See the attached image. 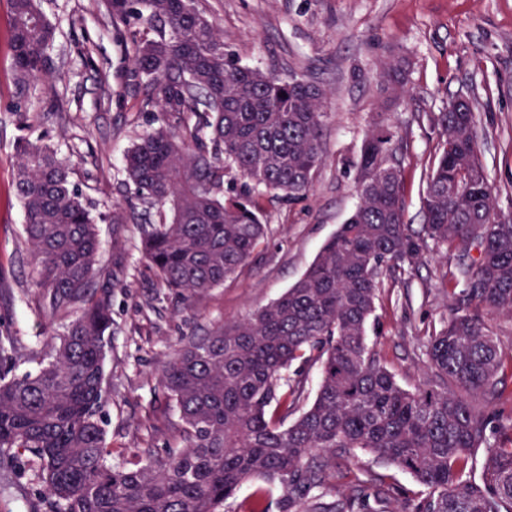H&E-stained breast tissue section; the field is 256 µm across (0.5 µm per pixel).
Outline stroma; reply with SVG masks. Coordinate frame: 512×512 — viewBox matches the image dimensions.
Listing matches in <instances>:
<instances>
[{"instance_id":"stroma-1","label":"stroma","mask_w":512,"mask_h":512,"mask_svg":"<svg viewBox=\"0 0 512 512\" xmlns=\"http://www.w3.org/2000/svg\"><path fill=\"white\" fill-rule=\"evenodd\" d=\"M57 31L49 55L54 93L41 81L19 85L10 49L11 17L0 0V333L41 349L73 318L46 314L24 245V210L11 157L18 137L44 136L70 159L72 182L96 204L104 270H119L112 292V340L103 407L115 462L163 455L182 440L158 384L166 355L187 336H206L280 297L309 269L357 204L356 175L366 133L382 126L397 147L406 221L423 222L421 199L440 138V116L470 97L481 160L500 209L512 211V0H196L216 21L240 64L329 91L323 163L311 191L291 202L260 196L268 237L236 276L186 301L165 286L142 255L143 225L115 224L123 203L124 156L152 117L130 81L134 28L113 22L104 0H42ZM410 63V91L386 101L378 65L389 54ZM26 120H19V113ZM462 252L428 245L413 268L385 271L368 343L405 388L432 376L427 342L447 321L468 282ZM386 476L389 503L418 500L422 488L388 462L340 454L323 489L349 494V471Z\"/></svg>"}]
</instances>
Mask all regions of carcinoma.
I'll use <instances>...</instances> for the list:
<instances>
[{
    "instance_id": "carcinoma-1",
    "label": "carcinoma",
    "mask_w": 512,
    "mask_h": 512,
    "mask_svg": "<svg viewBox=\"0 0 512 512\" xmlns=\"http://www.w3.org/2000/svg\"><path fill=\"white\" fill-rule=\"evenodd\" d=\"M18 82L53 91L48 52L55 27L40 0H8ZM114 19L138 27L130 71L141 110L156 125L126 156L127 193L150 225L146 260L185 300L224 284L264 242L257 189L305 196L322 162L325 91L243 66L195 0H109ZM409 63L390 56L385 89L408 92ZM441 145L422 198L424 224H406L401 170L391 137L370 132L357 169L359 202L307 272L279 298L207 336L183 340L159 374L184 446L147 455L135 467L112 462L102 416L104 363L112 336V288L101 275L91 202L72 168L40 139L15 144V189L25 210L24 243L37 268L43 309L81 312L41 350L0 336V364L38 365L12 375L0 367V491L31 463L51 512H222L242 485L258 480L244 512H376L390 489L384 477L349 472L351 494H314L336 452L372 454L424 488L413 512H512V434L477 402L500 398L512 370L472 303L512 316V219H502L478 148L472 102L456 99L440 117ZM244 180L242 189L224 179ZM473 247L462 264L469 288L431 337L432 378L402 387L369 346L380 277L412 267L428 242ZM301 364L292 377L283 372ZM319 365L313 402L303 367ZM299 413L292 422L288 416ZM498 434L495 444L489 433ZM486 453L481 480L468 468Z\"/></svg>"
}]
</instances>
